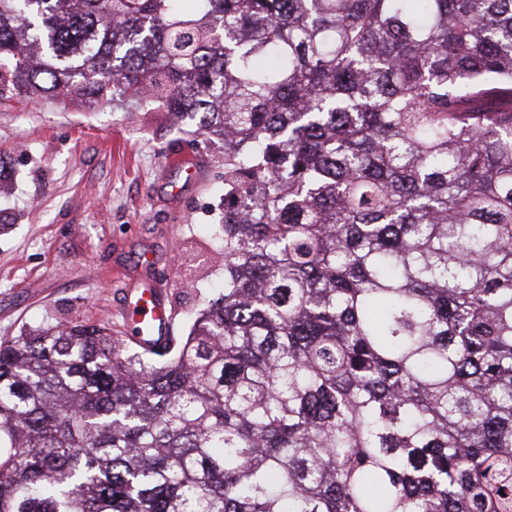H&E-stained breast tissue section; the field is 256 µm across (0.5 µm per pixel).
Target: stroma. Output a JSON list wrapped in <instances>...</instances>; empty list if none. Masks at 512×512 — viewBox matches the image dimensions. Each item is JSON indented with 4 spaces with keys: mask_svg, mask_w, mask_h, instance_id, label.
Instances as JSON below:
<instances>
[{
    "mask_svg": "<svg viewBox=\"0 0 512 512\" xmlns=\"http://www.w3.org/2000/svg\"><path fill=\"white\" fill-rule=\"evenodd\" d=\"M190 153L201 173L169 166ZM0 337L55 317L126 329L112 275L139 255L167 270L176 335L222 270L193 252L221 251L224 144L206 142L164 108L82 107L65 98L0 104Z\"/></svg>",
    "mask_w": 512,
    "mask_h": 512,
    "instance_id": "35a3bbf8",
    "label": "stroma"
}]
</instances>
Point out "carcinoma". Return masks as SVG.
Wrapping results in <instances>:
<instances>
[{"instance_id":"1","label":"carcinoma","mask_w":512,"mask_h":512,"mask_svg":"<svg viewBox=\"0 0 512 512\" xmlns=\"http://www.w3.org/2000/svg\"><path fill=\"white\" fill-rule=\"evenodd\" d=\"M0 0V101L224 142V287L148 355L0 338V512H512V0Z\"/></svg>"}]
</instances>
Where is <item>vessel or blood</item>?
Masks as SVG:
<instances>
[{
    "mask_svg": "<svg viewBox=\"0 0 512 512\" xmlns=\"http://www.w3.org/2000/svg\"><path fill=\"white\" fill-rule=\"evenodd\" d=\"M166 293L157 286L125 287L119 311L131 342L146 348L165 346L172 337Z\"/></svg>",
    "mask_w": 512,
    "mask_h": 512,
    "instance_id": "vessel-or-blood-1",
    "label": "vessel or blood"
}]
</instances>
